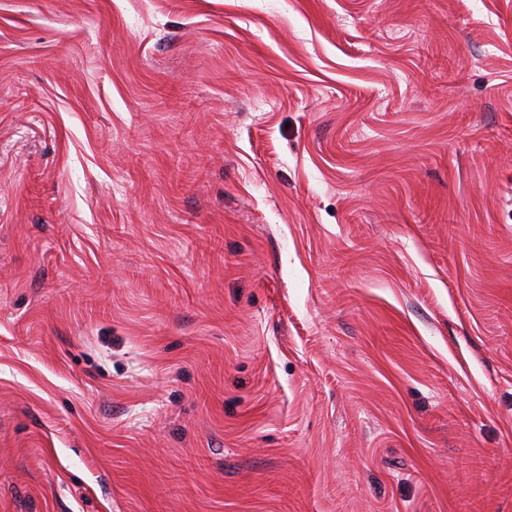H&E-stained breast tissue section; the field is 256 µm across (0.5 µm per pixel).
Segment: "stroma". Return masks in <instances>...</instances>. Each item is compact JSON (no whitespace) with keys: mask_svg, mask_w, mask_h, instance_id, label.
<instances>
[{"mask_svg":"<svg viewBox=\"0 0 512 512\" xmlns=\"http://www.w3.org/2000/svg\"><path fill=\"white\" fill-rule=\"evenodd\" d=\"M0 512H512V0H0Z\"/></svg>","mask_w":512,"mask_h":512,"instance_id":"35a3bbf8","label":"stroma"}]
</instances>
